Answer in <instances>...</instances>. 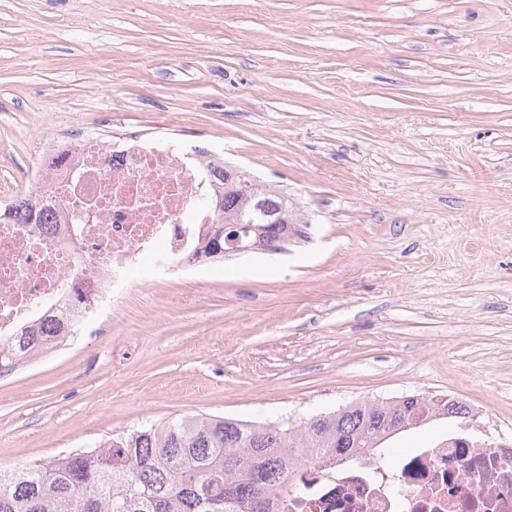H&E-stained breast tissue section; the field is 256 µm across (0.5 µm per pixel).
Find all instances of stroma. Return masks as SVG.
I'll use <instances>...</instances> for the list:
<instances>
[{
	"mask_svg": "<svg viewBox=\"0 0 512 512\" xmlns=\"http://www.w3.org/2000/svg\"><path fill=\"white\" fill-rule=\"evenodd\" d=\"M76 125L194 129L302 231L140 269L90 335L0 374V468L406 394L512 435V0H0V206ZM283 241H284V238L282 237V239L280 241L274 242V243H266V245L256 244L250 248H248V247L234 248L231 250L224 251V233L222 231V232L216 233L213 237H211V239L208 242L207 249H208L209 253L214 254V257H217L218 259H223L224 255L229 254V253H233V254L248 253L249 251L256 250V249H261V250L267 249L268 251L269 250L278 251L279 248L281 247V244L283 243Z\"/></svg>",
	"mask_w": 512,
	"mask_h": 512,
	"instance_id": "stroma-1",
	"label": "stroma"
}]
</instances>
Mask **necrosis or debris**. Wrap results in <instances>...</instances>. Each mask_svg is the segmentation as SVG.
I'll use <instances>...</instances> for the list:
<instances>
[{"label":"necrosis or debris","instance_id":"obj_1","mask_svg":"<svg viewBox=\"0 0 512 512\" xmlns=\"http://www.w3.org/2000/svg\"><path fill=\"white\" fill-rule=\"evenodd\" d=\"M211 160L197 139L163 146L80 128L50 138L15 185L46 223L0 209V343L33 324L44 299L64 322L118 305L145 256L159 278L204 267L205 239L224 222L201 205L224 192L205 177ZM305 478L289 512H512V438L444 436L387 464L367 454Z\"/></svg>","mask_w":512,"mask_h":512}]
</instances>
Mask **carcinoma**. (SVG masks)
<instances>
[{
	"instance_id": "cac0c4a2",
	"label": "carcinoma",
	"mask_w": 512,
	"mask_h": 512,
	"mask_svg": "<svg viewBox=\"0 0 512 512\" xmlns=\"http://www.w3.org/2000/svg\"><path fill=\"white\" fill-rule=\"evenodd\" d=\"M258 209L236 186L224 187V223L243 243L285 232L288 195L255 184ZM55 318H39L26 343L57 335ZM469 408L451 399L401 396L358 400L292 422L206 417L152 424L91 448L0 468V512H275L297 465L313 469L351 461L372 449L383 461L389 441L444 418L465 421Z\"/></svg>"
}]
</instances>
